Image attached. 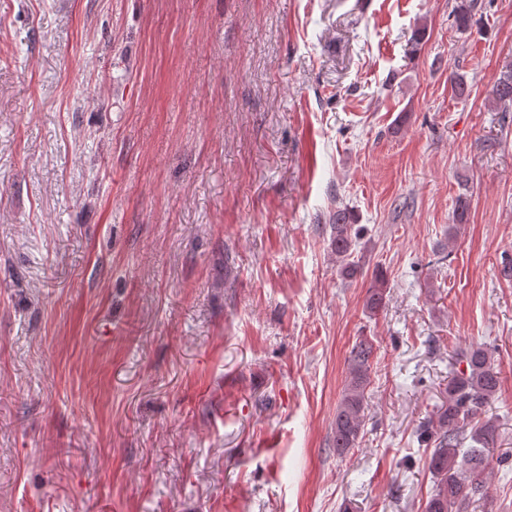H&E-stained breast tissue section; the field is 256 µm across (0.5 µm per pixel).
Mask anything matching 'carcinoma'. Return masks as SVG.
Segmentation results:
<instances>
[{
  "mask_svg": "<svg viewBox=\"0 0 512 512\" xmlns=\"http://www.w3.org/2000/svg\"><path fill=\"white\" fill-rule=\"evenodd\" d=\"M480 0H459L454 10L458 31L471 27ZM492 100L500 112L512 110V66L500 71L492 86ZM470 201L460 195L453 211L452 231L469 220ZM331 234L329 248L336 257L339 272L351 278L361 266L353 260L358 231L354 216L338 207L326 219ZM386 278L378 271L366 296L364 307L371 315L385 305ZM375 355L372 340L363 338L350 351L351 377L336 410L333 444L336 456H344L356 447L364 430L365 389ZM500 367L494 352L486 346L473 345L463 357L449 365L448 388L433 416L420 428V438L431 445L427 459L434 478L433 491L425 512H468L475 498L488 491L489 449L498 439L496 420L486 417L487 407L500 387Z\"/></svg>",
  "mask_w": 512,
  "mask_h": 512,
  "instance_id": "1",
  "label": "carcinoma"
}]
</instances>
